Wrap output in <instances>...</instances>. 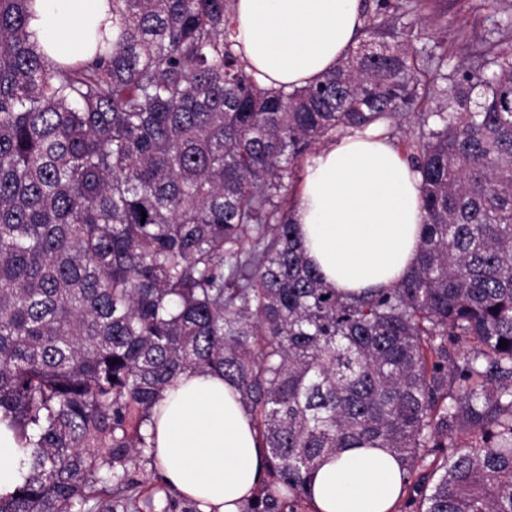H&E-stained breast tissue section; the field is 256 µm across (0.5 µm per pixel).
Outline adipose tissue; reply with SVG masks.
<instances>
[{
    "label": "adipose tissue",
    "instance_id": "adipose-tissue-1",
    "mask_svg": "<svg viewBox=\"0 0 512 512\" xmlns=\"http://www.w3.org/2000/svg\"><path fill=\"white\" fill-rule=\"evenodd\" d=\"M231 39L255 77L291 89L318 82L356 44L361 0H236ZM32 38L54 58L85 44L105 0H37ZM425 219L420 175L381 136L323 146L292 212L306 259L343 295L401 282L415 265ZM166 484L199 512H241L266 462L252 417L222 373L188 371L168 387L147 427ZM22 443L0 420V496L21 483ZM401 465L385 448H350L313 475L312 512H393Z\"/></svg>",
    "mask_w": 512,
    "mask_h": 512
}]
</instances>
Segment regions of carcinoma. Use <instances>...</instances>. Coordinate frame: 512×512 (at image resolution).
<instances>
[{"instance_id": "cac0c4a2", "label": "carcinoma", "mask_w": 512, "mask_h": 512, "mask_svg": "<svg viewBox=\"0 0 512 512\" xmlns=\"http://www.w3.org/2000/svg\"><path fill=\"white\" fill-rule=\"evenodd\" d=\"M92 57L31 41L0 0V416L30 473L0 512H141L133 477L165 389L233 384L266 450L242 512H304L360 445L401 463L407 512H512V5L464 70L420 0H380L318 83H258L236 0H107ZM416 265L338 293L290 219L294 163L406 115ZM147 217H142L141 213ZM504 341L507 346L498 347Z\"/></svg>"}]
</instances>
